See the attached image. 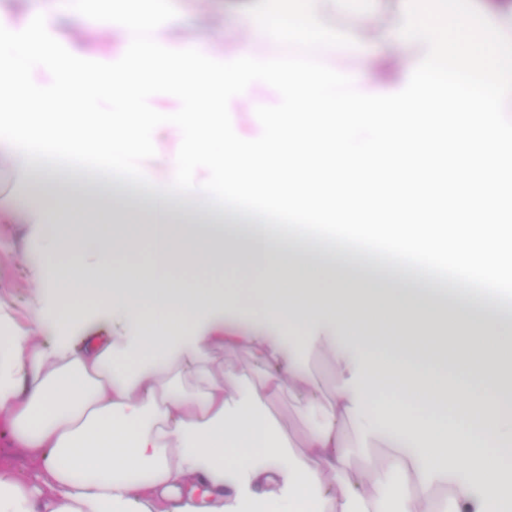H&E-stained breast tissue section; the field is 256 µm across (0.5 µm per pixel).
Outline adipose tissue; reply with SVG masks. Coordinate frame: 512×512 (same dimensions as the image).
<instances>
[{
	"instance_id": "adipose-tissue-1",
	"label": "adipose tissue",
	"mask_w": 512,
	"mask_h": 512,
	"mask_svg": "<svg viewBox=\"0 0 512 512\" xmlns=\"http://www.w3.org/2000/svg\"><path fill=\"white\" fill-rule=\"evenodd\" d=\"M334 4L300 0L299 24L285 27L280 0H258L240 19L254 37L231 52L220 30L179 19L151 37L222 61L298 59L310 43L332 64L348 46L323 36L316 16ZM40 7L77 54L112 61L129 42V29L60 13L55 0ZM0 172L14 181L0 194V221L31 225L40 285L22 312L0 296V425L31 463L24 478L0 464V512H384L360 492L347 420L387 448L402 512H422L440 489L451 512H512V377L474 340L475 294L442 304L362 276L318 289L274 235L252 234L243 251L232 233L169 223L171 197L150 195L147 224L121 212L103 228L65 224L69 198L43 190L56 172L3 140ZM146 244L149 262H128ZM178 263L248 272V300L187 287L167 274ZM240 308L249 321L225 317ZM329 348L342 372L328 400L306 360ZM217 349L254 358L259 384L237 387L235 369L213 368ZM286 391L313 420L298 447L268 412Z\"/></svg>"
}]
</instances>
